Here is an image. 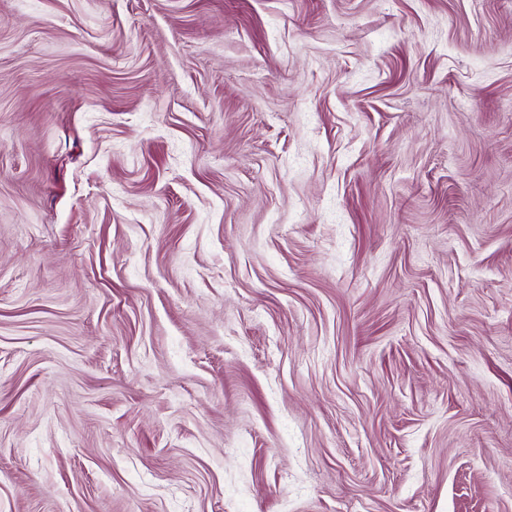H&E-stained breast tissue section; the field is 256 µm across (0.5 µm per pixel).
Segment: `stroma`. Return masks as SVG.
<instances>
[{"label":"stroma","instance_id":"1","mask_svg":"<svg viewBox=\"0 0 512 512\" xmlns=\"http://www.w3.org/2000/svg\"><path fill=\"white\" fill-rule=\"evenodd\" d=\"M0 512H512V0H0Z\"/></svg>","mask_w":512,"mask_h":512}]
</instances>
